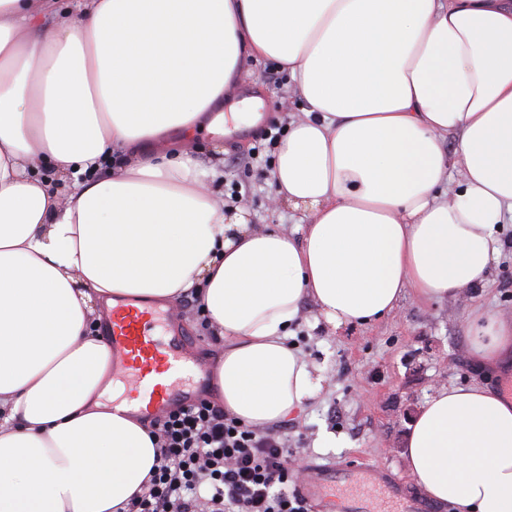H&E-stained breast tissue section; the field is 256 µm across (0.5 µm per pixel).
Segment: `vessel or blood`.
Returning a JSON list of instances; mask_svg holds the SVG:
<instances>
[{"label": "vessel or blood", "mask_w": 512, "mask_h": 512, "mask_svg": "<svg viewBox=\"0 0 512 512\" xmlns=\"http://www.w3.org/2000/svg\"><path fill=\"white\" fill-rule=\"evenodd\" d=\"M162 310L118 304L112 309L110 345L148 414L166 411L172 399L202 373L176 340L160 339L155 329ZM297 488L317 512H435L423 498L403 494L399 480L370 463L315 466L306 469Z\"/></svg>", "instance_id": "1"}]
</instances>
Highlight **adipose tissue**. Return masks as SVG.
Here are the masks:
<instances>
[{"instance_id": "adipose-tissue-1", "label": "adipose tissue", "mask_w": 512, "mask_h": 512, "mask_svg": "<svg viewBox=\"0 0 512 512\" xmlns=\"http://www.w3.org/2000/svg\"><path fill=\"white\" fill-rule=\"evenodd\" d=\"M55 4L0 0V512H126L157 448L109 397L113 306L196 293L223 341L211 398L262 429L322 389L288 343L304 301L338 330L481 282L512 219V0ZM252 58L305 103L272 173L298 239L211 192L192 149L223 148ZM470 344L496 362L512 320L475 314ZM407 448L432 499L512 512V394L438 389Z\"/></svg>"}]
</instances>
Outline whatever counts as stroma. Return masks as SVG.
<instances>
[{"label": "stroma", "instance_id": "35a3bbf8", "mask_svg": "<svg viewBox=\"0 0 512 512\" xmlns=\"http://www.w3.org/2000/svg\"><path fill=\"white\" fill-rule=\"evenodd\" d=\"M246 77L259 81L267 101L269 120L285 125L301 118L304 103L288 76L275 63L250 59ZM263 126L241 128L224 139L223 190L238 187V204L262 230L295 234L300 212L271 207L270 182L247 164L250 148ZM499 258L477 288L458 298L437 300L406 290L396 309L370 325L333 329L316 318L311 302L302 305L295 334L288 342L317 365L324 377L320 393L295 418L286 422L288 445L305 464L345 463L362 458L389 467L409 481L406 437L428 397L442 386H479L498 391L512 382V356L494 366L479 361L469 344L468 320L475 308L512 319V223L501 225L496 236ZM173 320L190 336V355L202 360L217 345L201 326L192 297H182L171 310ZM336 436L332 448L316 445L319 434Z\"/></svg>", "mask_w": 512, "mask_h": 512}]
</instances>
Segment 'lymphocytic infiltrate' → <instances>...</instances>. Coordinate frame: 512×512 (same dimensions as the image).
<instances>
[{
	"label": "lymphocytic infiltrate",
	"mask_w": 512,
	"mask_h": 512,
	"mask_svg": "<svg viewBox=\"0 0 512 512\" xmlns=\"http://www.w3.org/2000/svg\"><path fill=\"white\" fill-rule=\"evenodd\" d=\"M158 454L128 512H310L295 456L276 428L257 430L205 397L150 423Z\"/></svg>",
	"instance_id": "lymphocytic-infiltrate-1"
}]
</instances>
